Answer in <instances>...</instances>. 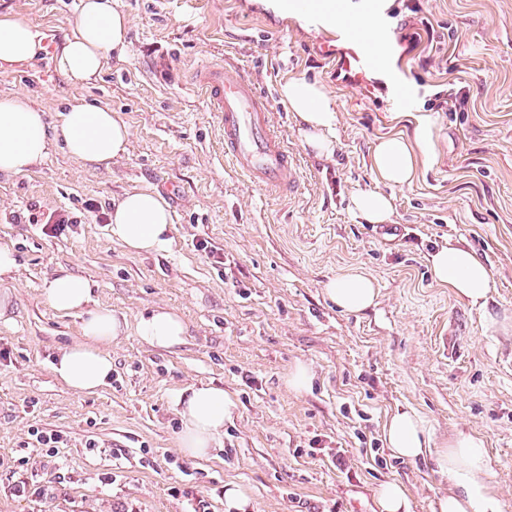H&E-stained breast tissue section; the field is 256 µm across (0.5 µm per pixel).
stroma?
I'll use <instances>...</instances> for the list:
<instances>
[{
  "mask_svg": "<svg viewBox=\"0 0 512 512\" xmlns=\"http://www.w3.org/2000/svg\"><path fill=\"white\" fill-rule=\"evenodd\" d=\"M79 2L0 0L47 46L34 67L0 72V95H29L52 128L78 99L111 108L131 131L127 155L98 169L54 142L30 172L0 175V244L19 259L15 281L0 285L10 296V319L0 320V512H189L201 500L224 512L229 482L249 490L251 512H376L388 481L407 489L410 512H434L447 476L392 455L383 435L409 407L427 419L434 447L460 432L482 439L501 512H512V0H389L392 71L415 95L406 107L377 70L356 64L362 50L345 32L263 0H113L130 22L129 51L74 84L54 54ZM224 62L269 95L270 124L297 164L293 189H262L225 157L194 81L198 68ZM294 77L336 99L331 157L303 147L280 99ZM452 89L466 96L454 111ZM422 117L431 153L416 178L376 179V140L412 135ZM142 188L172 216L156 253L127 252L96 218ZM363 190L392 197L390 223L352 213ZM57 213L71 217L69 229L43 234ZM450 242L489 268L486 311L434 280L428 256ZM349 268L379 290L357 314L324 293ZM63 270L128 321L177 311L185 344L165 351L127 336L112 345L108 385L71 391L51 363L79 339L83 317L53 310L44 293ZM298 363L315 374L300 393L285 382ZM200 384L236 404L224 450L209 460L179 452L170 403ZM36 430L59 435L58 447H35Z\"/></svg>",
  "mask_w": 512,
  "mask_h": 512,
  "instance_id": "35a3bbf8",
  "label": "stroma"
}]
</instances>
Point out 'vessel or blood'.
<instances>
[{"label": "vessel or blood", "instance_id": "b4317fda", "mask_svg": "<svg viewBox=\"0 0 512 512\" xmlns=\"http://www.w3.org/2000/svg\"><path fill=\"white\" fill-rule=\"evenodd\" d=\"M198 87L224 133V154L257 185L286 190L296 180V165L285 142L271 128V101L256 80L238 67L218 64L201 69Z\"/></svg>", "mask_w": 512, "mask_h": 512}]
</instances>
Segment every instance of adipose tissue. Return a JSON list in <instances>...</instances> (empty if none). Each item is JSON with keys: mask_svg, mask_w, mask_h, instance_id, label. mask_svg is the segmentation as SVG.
Masks as SVG:
<instances>
[{"mask_svg": "<svg viewBox=\"0 0 512 512\" xmlns=\"http://www.w3.org/2000/svg\"><path fill=\"white\" fill-rule=\"evenodd\" d=\"M128 26L127 16L112 0H81L75 30L55 54L58 71L73 83L95 79L111 57L127 54ZM45 50L40 35L27 20L0 14V70L29 67ZM279 94L294 115L302 145L316 157H331L337 110L328 88L316 81L292 78L281 85ZM53 138L62 141L70 157L91 168L126 154L130 129L111 109L74 100L68 102L60 123L52 130L44 112L29 96L0 97V173H28L44 158ZM429 149L422 127L411 138L379 139L372 152V169L382 182L411 183L420 157ZM171 224L168 207L150 190L126 193L109 216L112 240L133 253L164 249ZM429 264L436 281L448 286L458 299L485 309L493 278L471 250L443 247L430 255ZM325 292L348 313L369 309L377 298L374 281L357 268L330 280ZM92 296L89 281L66 272L50 280L45 289L46 300L54 310L84 314L80 340L60 349L51 365L55 377L70 390L85 392L106 385L112 376L108 348L129 333H136L156 349L172 350L183 343L185 325L176 312L157 308L131 323L111 309L92 307ZM171 403L181 424L177 440L181 454L205 459L222 448L224 421L235 408L223 388L191 386L175 391ZM384 435L393 455L410 461L431 456L438 470L447 474L450 487L447 495L437 500L435 512H500L498 490L478 437L462 433L446 446L432 448L427 420L411 408L396 410L385 424Z\"/></svg>", "mask_w": 512, "mask_h": 512, "instance_id": "1", "label": "adipose tissue"}]
</instances>
